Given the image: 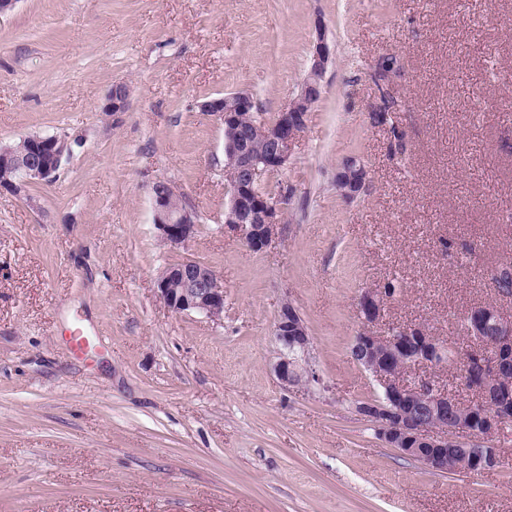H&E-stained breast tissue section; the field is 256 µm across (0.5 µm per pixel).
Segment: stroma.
Segmentation results:
<instances>
[{
	"label": "stroma",
	"instance_id": "stroma-1",
	"mask_svg": "<svg viewBox=\"0 0 512 512\" xmlns=\"http://www.w3.org/2000/svg\"><path fill=\"white\" fill-rule=\"evenodd\" d=\"M318 19L323 96L261 182L297 196L254 253L224 226V128L199 104L245 91L277 114ZM53 133L72 143L56 181L0 195V512H512V425L488 441L500 469L430 471L357 414L381 388L350 356L359 295L388 282L382 331L463 347L471 307L512 317L489 278L512 263V0H18L0 17V144ZM348 156L367 170L350 200ZM160 179L198 214L187 249L160 240ZM185 258L223 280L222 322L160 300ZM286 301L320 387L272 371ZM130 94L131 90L128 84L125 82L114 83L107 95L103 111L112 113V116L126 112ZM367 171L355 156L346 157L336 170V185L346 197L353 198L365 187Z\"/></svg>",
	"mask_w": 512,
	"mask_h": 512
}]
</instances>
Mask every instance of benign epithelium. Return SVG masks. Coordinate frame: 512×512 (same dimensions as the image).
Returning a JSON list of instances; mask_svg holds the SVG:
<instances>
[{
	"mask_svg": "<svg viewBox=\"0 0 512 512\" xmlns=\"http://www.w3.org/2000/svg\"><path fill=\"white\" fill-rule=\"evenodd\" d=\"M308 73L287 107L275 121L262 125L267 145L265 156L254 157L250 132L241 124V115L254 106L252 96L243 91L226 93L205 100L200 110L217 117L224 124V162L230 172V198L224 211V224L238 232L253 252L263 251L272 241L277 226L283 223L295 192L269 198L256 185L267 174L288 167L292 150L307 126L310 112L324 92L323 77L332 51L322 32L315 27ZM131 90L128 84L112 85L103 111L117 115L126 111ZM71 153L66 135H35L28 152L18 157L6 147L0 148V194L22 197L32 182H53L64 160ZM367 171L355 156L345 158L336 170V185L342 194L353 198L365 187ZM155 224L163 243L171 250L184 248L197 232L195 212L177 197L173 187L159 180L152 186ZM160 299L176 313L199 314L218 322L224 317V285L208 265L186 258L168 265L158 281ZM395 291L367 289L358 301L363 319L358 331V363L382 387L377 399L359 402L356 411L377 426V435L389 447L398 449L429 469L446 473L448 461H455L458 472L482 474L502 464L501 455L484 441L512 418V385L493 388L476 387L475 400L469 403L470 415L480 421L477 431L457 420L460 401L446 390L423 377L412 384L402 379L415 366L439 369L447 366L446 345L415 324L388 329L382 334L374 329L385 304ZM468 333L489 341L492 353L475 347L468 350L464 374L500 375L512 368V319L495 305L477 307L467 314ZM273 336L279 353L274 372L286 387H306L319 383L310 361L311 337L304 318L292 303L280 307Z\"/></svg>",
	"mask_w": 512,
	"mask_h": 512,
	"instance_id": "obj_1",
	"label": "benign epithelium"
}]
</instances>
